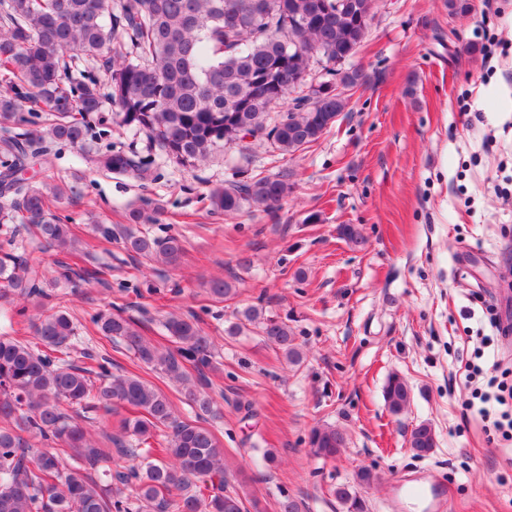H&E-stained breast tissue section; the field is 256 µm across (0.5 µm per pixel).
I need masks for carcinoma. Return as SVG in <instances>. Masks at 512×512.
Instances as JSON below:
<instances>
[{"label":"carcinoma","instance_id":"carcinoma-1","mask_svg":"<svg viewBox=\"0 0 512 512\" xmlns=\"http://www.w3.org/2000/svg\"><path fill=\"white\" fill-rule=\"evenodd\" d=\"M374 0H0V237L14 241L18 225L32 227L36 243L58 255L52 283H103L108 267L82 258L71 226L51 210L59 186L38 187L22 175L46 140L83 148L91 167L138 180L150 163L121 150L86 148L92 116L108 98L120 123L145 133L150 144L184 166L207 160L212 150L247 137L265 139L283 154L317 141L346 111L348 99L336 82L353 88L364 81L345 63L366 39ZM109 92L79 71L78 50L94 60L107 43ZM325 58V78L308 84L310 62ZM292 99L281 119L269 124L272 108ZM45 115L46 128H28V115ZM284 176L235 181L208 195L216 213L236 214L245 206L265 211L288 195ZM130 255L166 266L184 251L178 234L155 237L122 232ZM1 299L12 296L39 311L28 319L33 336H0V512H244L229 486L224 448L210 429L174 413L168 397L136 375H115L110 359L97 368L73 357L77 326L62 298L49 305L45 271L30 266L14 249L0 248ZM101 335L122 344L137 361L181 386L195 415L220 414L211 393L214 346L193 313L162 322L173 346L160 348L140 330V321L120 313L92 318ZM252 325L291 365L303 360L288 324L251 306L228 333ZM192 365L196 377L189 376ZM385 402L397 415L410 404L407 382L391 375ZM129 407L135 416L119 421L115 434L92 439L81 422L90 413ZM162 437L163 448L153 447ZM44 444L34 449L31 439ZM308 443L314 457H340L343 431L318 426ZM407 445L416 457L436 447L428 423L415 425ZM132 460L113 471L112 455ZM73 460L69 465L67 460ZM377 475L366 467L354 484L334 495L346 512H366L358 488Z\"/></svg>","mask_w":512,"mask_h":512}]
</instances>
